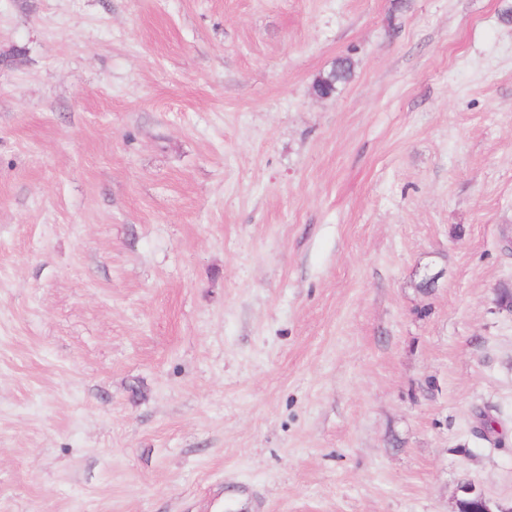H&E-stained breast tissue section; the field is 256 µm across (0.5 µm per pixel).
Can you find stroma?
Returning a JSON list of instances; mask_svg holds the SVG:
<instances>
[{
	"instance_id": "35a3bbf8",
	"label": "stroma",
	"mask_w": 512,
	"mask_h": 512,
	"mask_svg": "<svg viewBox=\"0 0 512 512\" xmlns=\"http://www.w3.org/2000/svg\"><path fill=\"white\" fill-rule=\"evenodd\" d=\"M508 238L512 0H0V512L511 503ZM353 71V62L345 57L336 61V64L325 73L320 74L315 82L314 89L321 97H327L335 93L339 84L346 83ZM461 495L456 500L455 512H511L510 507L499 504L487 498L482 492L478 491L471 484H465L460 487ZM468 505H473L477 511H465Z\"/></svg>"
}]
</instances>
